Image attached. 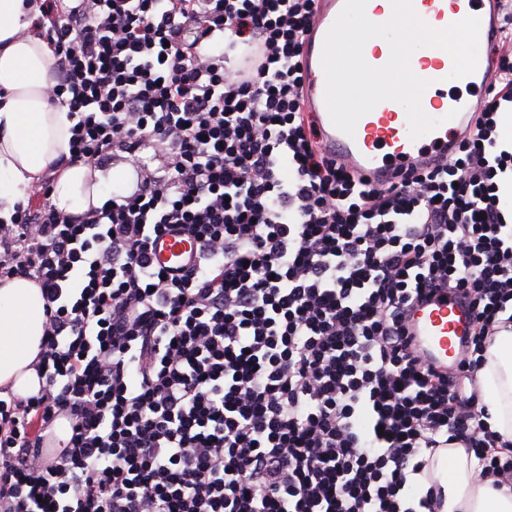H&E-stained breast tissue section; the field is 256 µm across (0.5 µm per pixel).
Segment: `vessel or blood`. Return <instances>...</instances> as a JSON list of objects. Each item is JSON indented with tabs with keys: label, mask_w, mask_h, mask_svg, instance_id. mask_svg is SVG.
<instances>
[{
	"label": "vessel or blood",
	"mask_w": 512,
	"mask_h": 512,
	"mask_svg": "<svg viewBox=\"0 0 512 512\" xmlns=\"http://www.w3.org/2000/svg\"><path fill=\"white\" fill-rule=\"evenodd\" d=\"M345 0H319L306 61L315 74L306 92L307 109L319 131V140L329 154L363 176L368 185L385 186L422 162L446 157L451 141L469 118L460 98L447 97L449 83L467 87L487 86L493 80L490 63L467 67L457 57L435 54L422 59L412 56L414 73L430 71L431 84L421 98L423 110L439 119V127L418 139H411L406 113L393 101L379 103L357 123L354 136H347L331 122L324 99L325 76L321 66L324 37L342 10ZM465 0H412L419 17L432 28L442 29L460 19ZM193 254L189 241L167 234L153 247L154 263L176 274ZM473 326L465 301L455 293H441L418 307L411 332L424 355L441 366L453 364Z\"/></svg>",
	"instance_id": "vessel-or-blood-1"
}]
</instances>
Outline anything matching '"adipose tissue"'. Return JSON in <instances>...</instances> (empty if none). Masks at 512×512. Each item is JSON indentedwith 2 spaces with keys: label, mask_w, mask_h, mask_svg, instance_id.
Returning a JSON list of instances; mask_svg holds the SVG:
<instances>
[{
  "label": "adipose tissue",
  "mask_w": 512,
  "mask_h": 512,
  "mask_svg": "<svg viewBox=\"0 0 512 512\" xmlns=\"http://www.w3.org/2000/svg\"><path fill=\"white\" fill-rule=\"evenodd\" d=\"M41 0H0V217L9 218L46 174H54L51 202L64 215L77 216L104 202L100 186L129 169L108 170L71 161L68 109L51 103L48 90L57 57L32 26ZM39 286L24 277L0 284V389L17 395L37 392L35 365L44 330ZM475 409L484 410L489 430L512 442V331L501 333L487 352ZM474 453L462 447L439 452L429 475H409L407 484L425 494L430 480L444 489L440 512H512V489H496L483 477Z\"/></svg>",
  "instance_id": "1"
}]
</instances>
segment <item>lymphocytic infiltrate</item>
I'll list each match as a JSON object with an SVG mask.
<instances>
[{"label": "lymphocytic infiltrate", "instance_id": "1", "mask_svg": "<svg viewBox=\"0 0 512 512\" xmlns=\"http://www.w3.org/2000/svg\"><path fill=\"white\" fill-rule=\"evenodd\" d=\"M40 8L72 155L141 170L80 216L43 178L39 206L0 220V279L45 299L42 384L0 398V512H432L407 476L455 442L512 476L463 396L512 326V63L448 159L369 187L304 110L317 0ZM170 232L198 252L167 278L150 252ZM441 288L475 320L452 369L408 328Z\"/></svg>", "mask_w": 512, "mask_h": 512}]
</instances>
